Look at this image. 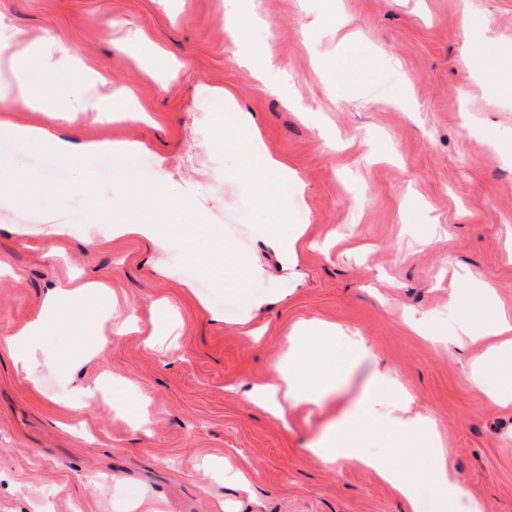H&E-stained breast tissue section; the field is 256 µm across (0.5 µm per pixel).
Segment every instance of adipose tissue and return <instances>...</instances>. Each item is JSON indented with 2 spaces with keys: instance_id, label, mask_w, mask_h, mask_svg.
Listing matches in <instances>:
<instances>
[{
  "instance_id": "obj_1",
  "label": "adipose tissue",
  "mask_w": 512,
  "mask_h": 512,
  "mask_svg": "<svg viewBox=\"0 0 512 512\" xmlns=\"http://www.w3.org/2000/svg\"><path fill=\"white\" fill-rule=\"evenodd\" d=\"M0 45L10 50L6 64L7 75L0 79V127L19 145L38 142L60 158L71 161L75 179L79 182L86 177L81 166L84 154L109 151L113 155L122 156L142 149L143 144L139 141L75 144L57 136L50 123L55 120L60 107L51 99L50 89L34 91L29 80L31 63L39 54L37 43L28 40L19 31L5 29L0 31ZM105 81V76L97 72L71 80L66 88L65 105L62 108L69 112H92L97 119L105 121L117 116L124 120H144L145 115L141 112H115L111 98L95 90L97 84ZM17 102L30 110L45 113L47 125H19L5 119V112L11 111ZM242 174L255 184L257 205L263 211L273 201L287 199L289 193L300 194L305 189L295 171L267 152L249 154ZM180 211L185 215H193L192 226L116 220L112 223V236L119 239L138 235L154 242H164L172 237L182 239L190 245V260L205 262L209 274L217 282L237 291L248 311L257 312L267 305L268 297L251 290L252 282L258 275L254 264L237 254L221 264L204 261V253L210 250L209 240L200 236L204 217L196 213L193 202L187 198L181 199ZM306 231V225L288 223L283 217L276 223L261 227L274 256L281 265L287 267L298 266L299 243ZM81 295L78 289H59L50 293L37 317L7 337L6 347L11 360L28 380H35L39 367L55 360L43 342V332L48 322L65 321L76 331H83L78 305ZM448 314L456 319L460 333L477 338L500 337L499 345L471 360L470 375L472 382L486 390L498 403L511 404L512 319L501 314L481 321L472 320L463 315L462 303L457 298L449 302ZM372 358V348L364 337L345 334L339 327L318 319L302 321L293 328L288 351L275 367V382L256 387L252 400L273 418L287 422L289 407L298 404L322 406L335 394L346 376ZM413 403L411 393L391 373L374 371L357 403L314 442L311 451L327 461H341L373 469L413 507L418 501L417 485L393 465L387 452L370 451L369 445L381 433L396 439L413 434L424 436L431 449V482L438 508L440 512H446L449 499L461 493L459 480L440 449L432 418L414 411Z\"/></svg>"
}]
</instances>
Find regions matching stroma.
<instances>
[{"instance_id":"35a3bbf8","label":"stroma","mask_w":512,"mask_h":512,"mask_svg":"<svg viewBox=\"0 0 512 512\" xmlns=\"http://www.w3.org/2000/svg\"><path fill=\"white\" fill-rule=\"evenodd\" d=\"M262 76L224 33L225 0H0V25L41 40L31 80L54 75V94L89 70L116 107L137 105L147 122L102 123L60 113L75 141L139 140V155L83 158L86 182L41 145L17 148L0 133V339L40 311L48 290L105 283L140 328L109 335L76 374L112 382L148 402V421L121 418L103 400L75 414L58 371L39 385L0 347V512H407L373 471L314 456L309 444L361 395L373 371L392 372L431 415L449 465L482 512H512V406L493 403L469 377L484 344L466 337L437 347L416 336L406 312L447 329L453 289L470 294V318L488 309L473 276L495 284L512 314V0H336L360 29L365 53L346 91L331 69L334 28L317 25L324 0H247ZM139 38L129 39V30ZM255 113L254 149L299 174L287 220L308 225L299 266H281L256 227L267 215L239 171L242 151L215 137L227 112ZM172 180L206 224L216 251L249 254L255 293L274 303L239 325L246 309L187 256L180 241L157 247L90 234L108 217L165 218L155 192ZM64 224V253L45 256L42 232ZM176 310L172 336L148 342L151 312ZM319 318L359 333L376 358L322 410L299 406L287 424L247 397L273 382L292 326ZM421 491L435 494L423 438L376 442ZM226 463L216 475L206 460Z\"/></svg>"}]
</instances>
